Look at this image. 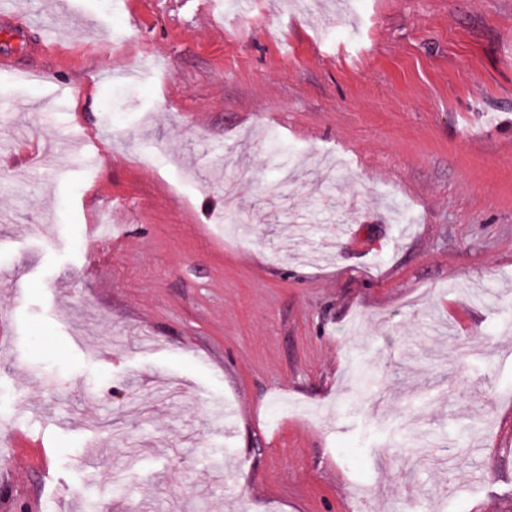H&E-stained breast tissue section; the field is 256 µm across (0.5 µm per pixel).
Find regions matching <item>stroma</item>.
Instances as JSON below:
<instances>
[{"instance_id":"1","label":"stroma","mask_w":512,"mask_h":512,"mask_svg":"<svg viewBox=\"0 0 512 512\" xmlns=\"http://www.w3.org/2000/svg\"><path fill=\"white\" fill-rule=\"evenodd\" d=\"M20 2L0 512H512V0Z\"/></svg>"}]
</instances>
